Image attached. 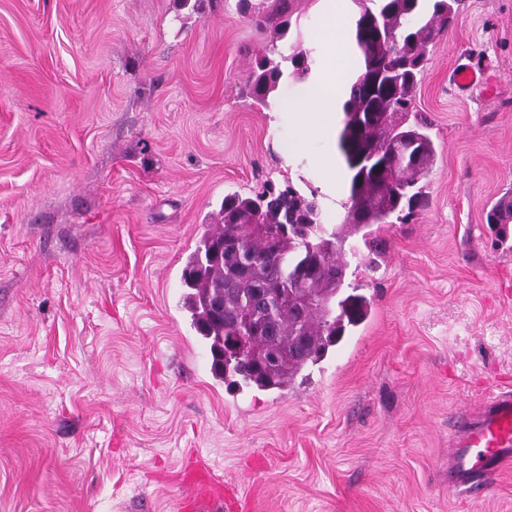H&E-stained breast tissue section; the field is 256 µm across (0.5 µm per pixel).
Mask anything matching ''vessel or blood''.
<instances>
[{
	"label": "vessel or blood",
	"mask_w": 512,
	"mask_h": 512,
	"mask_svg": "<svg viewBox=\"0 0 512 512\" xmlns=\"http://www.w3.org/2000/svg\"><path fill=\"white\" fill-rule=\"evenodd\" d=\"M511 462L512 390L503 388L457 422L448 449V488L483 491Z\"/></svg>",
	"instance_id": "obj_1"
}]
</instances>
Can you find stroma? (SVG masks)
I'll list each match as a JSON object with an SVG mask.
<instances>
[{
    "label": "stroma",
    "mask_w": 512,
    "mask_h": 512,
    "mask_svg": "<svg viewBox=\"0 0 512 512\" xmlns=\"http://www.w3.org/2000/svg\"><path fill=\"white\" fill-rule=\"evenodd\" d=\"M323 0H296L314 77ZM239 0H0V512H180L188 459L252 512H512V466L448 490V424L512 387V0H464L415 108L437 148L426 208L382 224L346 280L366 321L282 391L211 373L181 270L226 194L348 175L292 156L242 90L269 42ZM489 71L458 91L457 66ZM512 223V195L506 194L486 211V224Z\"/></svg>",
    "instance_id": "obj_1"
}]
</instances>
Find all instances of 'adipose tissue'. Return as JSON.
Instances as JSON below:
<instances>
[{
    "label": "adipose tissue",
    "mask_w": 512,
    "mask_h": 512,
    "mask_svg": "<svg viewBox=\"0 0 512 512\" xmlns=\"http://www.w3.org/2000/svg\"><path fill=\"white\" fill-rule=\"evenodd\" d=\"M345 82L335 70L324 78L299 84L284 100L292 133L285 143V155L303 151L315 139L329 138L336 127V103L344 93Z\"/></svg>",
    "instance_id": "obj_1"
}]
</instances>
